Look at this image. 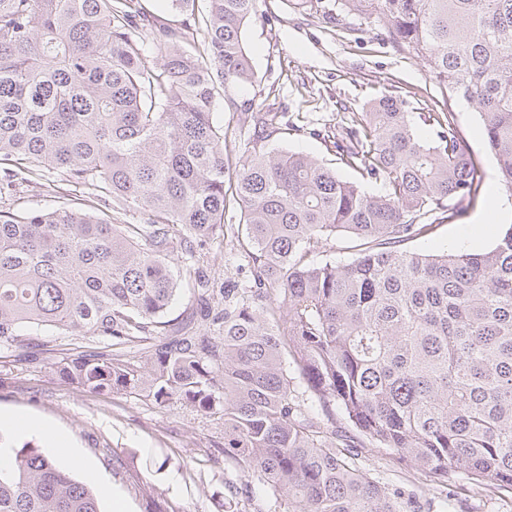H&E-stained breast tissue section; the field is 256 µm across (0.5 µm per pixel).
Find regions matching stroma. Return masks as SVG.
<instances>
[{"mask_svg": "<svg viewBox=\"0 0 512 512\" xmlns=\"http://www.w3.org/2000/svg\"><path fill=\"white\" fill-rule=\"evenodd\" d=\"M243 39L258 81L238 90V99L279 107L299 130L276 140V147L322 159L343 179L354 180V172L340 166L335 149L319 135L324 126H336L343 111H363L371 98L393 90L407 99L408 111L453 113L460 135L483 166L484 182L454 219L434 225L429 235L411 242V250L482 252L512 225L483 221L492 207L511 209L512 195L499 184L479 115L439 85L425 60L389 40L381 21L338 9L329 14L318 6L304 9L296 0H258ZM37 335L48 346L37 359L0 358V410L37 418L43 428L6 434L1 444H33L60 467L72 469L78 480L107 481L127 512H142L145 489L174 512H249L247 502L231 501L246 476L222 452V419L181 404L161 407L134 394L97 395L70 385L52 364L79 347V340L50 329ZM57 433L69 439L79 464L56 456L52 437ZM107 448L126 459L122 475H113L106 465ZM357 460L382 485L416 499L420 512H512L511 498L478 492L464 479L449 489L431 484L384 449H359Z\"/></svg>", "mask_w": 512, "mask_h": 512, "instance_id": "obj_1", "label": "stroma"}]
</instances>
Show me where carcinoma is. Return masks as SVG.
Masks as SVG:
<instances>
[{
  "label": "carcinoma",
  "mask_w": 512,
  "mask_h": 512,
  "mask_svg": "<svg viewBox=\"0 0 512 512\" xmlns=\"http://www.w3.org/2000/svg\"><path fill=\"white\" fill-rule=\"evenodd\" d=\"M202 2L172 0L174 23L145 0H0V198L34 185L71 202L0 209V352L33 355L21 328H55L85 340L53 363L69 383L224 418V454L284 512H417L357 444L512 495V226L481 253L408 248L484 178L452 113L422 115L428 140L400 95L344 113L331 144L356 181L273 149L299 127L234 98L255 83L242 30L257 0ZM338 3L376 13L479 114L511 193L512 0ZM221 99L246 119L216 122ZM338 235L357 255L314 261ZM225 236L243 281L193 264ZM185 277L200 319L166 321ZM132 345L138 365L112 353ZM11 452L0 512H103L39 448Z\"/></svg>",
  "instance_id": "1"
}]
</instances>
